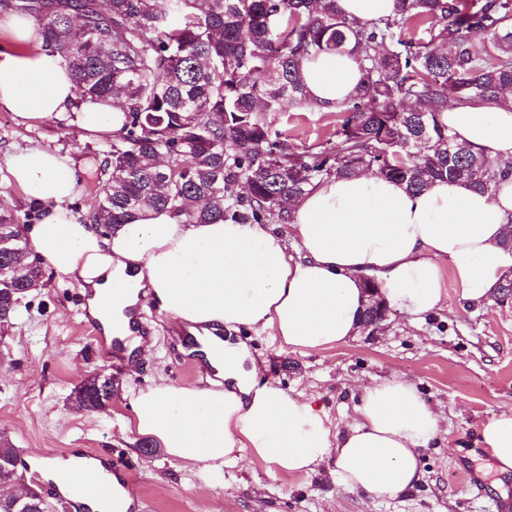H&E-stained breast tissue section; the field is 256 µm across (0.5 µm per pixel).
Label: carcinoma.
Segmentation results:
<instances>
[{
	"label": "carcinoma",
	"instance_id": "obj_1",
	"mask_svg": "<svg viewBox=\"0 0 512 512\" xmlns=\"http://www.w3.org/2000/svg\"><path fill=\"white\" fill-rule=\"evenodd\" d=\"M45 46L71 72L78 102L116 96L113 133L92 219L114 229L151 211L182 223L287 224L292 203L317 183L361 171L411 192L436 179L490 191L502 166L455 142L439 116L448 101L502 103L512 88V0H396L394 15L358 23L336 0H21ZM350 52L362 80L327 107L342 115L326 144L303 146L263 113L311 105L304 61ZM243 183L240 197L224 188ZM0 259V319L26 287ZM110 401L96 383L74 392L79 410ZM0 440V483L17 477Z\"/></svg>",
	"mask_w": 512,
	"mask_h": 512
}]
</instances>
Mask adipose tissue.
Returning <instances> with one entry per match:
<instances>
[{
	"label": "adipose tissue",
	"instance_id": "adipose-tissue-1",
	"mask_svg": "<svg viewBox=\"0 0 512 512\" xmlns=\"http://www.w3.org/2000/svg\"><path fill=\"white\" fill-rule=\"evenodd\" d=\"M14 46L0 51V110L27 121L65 116L79 132H113L122 114L78 102L72 77L24 16H0ZM310 100L332 106L354 93L356 56L304 61ZM490 108L441 113L458 144L512 161V92ZM13 182L48 203L23 232L31 252L63 281L76 282L106 339L127 351L142 341L133 327L153 302L190 333L209 376L203 385L164 381L131 389V434L202 469L237 465L244 449L284 474H308L332 460L339 483L384 499L412 490L424 475L421 451L440 433V416L398 375L364 386L357 418L336 430L302 396L260 381L245 341L224 332H270L280 347L317 351L356 336L375 286L390 307L420 318L440 307L442 271L450 269L465 300L492 296L512 276V177L481 192L437 180L419 193L370 173L331 178L293 203L287 233L268 224H186L150 212L103 231L67 208L78 170L39 148L4 157ZM500 475L512 474V409L480 430Z\"/></svg>",
	"mask_w": 512,
	"mask_h": 512
}]
</instances>
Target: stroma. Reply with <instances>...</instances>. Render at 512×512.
<instances>
[{"label": "stroma", "mask_w": 512, "mask_h": 512, "mask_svg": "<svg viewBox=\"0 0 512 512\" xmlns=\"http://www.w3.org/2000/svg\"><path fill=\"white\" fill-rule=\"evenodd\" d=\"M338 120L337 113L304 108L279 113L272 124L308 146L328 139ZM111 142L108 133L78 137L60 117L32 122L0 112V212L23 225L44 216L3 162L7 152L38 147L77 163L80 191L70 208L90 216ZM86 309L80 288L48 271L0 332V436L33 468L89 449L125 463L128 512H490L500 496L477 439L483 424L512 408V297L468 302L447 269L441 308L423 319L392 309L377 326L320 351L283 350L269 334L250 335L260 379L303 394L339 429L353 423L361 389L393 373L440 413V435L423 452L422 482L381 501L340 485L329 460L311 474L288 475L247 449L236 466L215 474L183 467L153 442L135 439L125 428L131 411L122 390L159 380L201 384L206 370L183 351L187 329L152 305L142 311L153 342L149 357L133 369L113 365L86 331ZM93 371L112 377L115 397L103 412L73 405L75 388Z\"/></svg>", "instance_id": "1"}]
</instances>
